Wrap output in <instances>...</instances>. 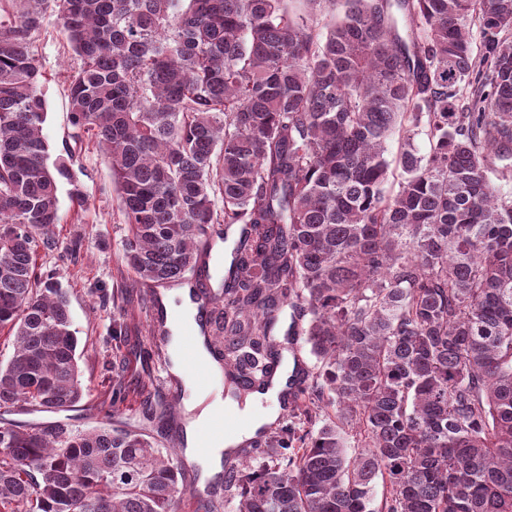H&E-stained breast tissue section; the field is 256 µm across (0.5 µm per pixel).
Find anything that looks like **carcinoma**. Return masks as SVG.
<instances>
[{
  "label": "carcinoma",
  "mask_w": 512,
  "mask_h": 512,
  "mask_svg": "<svg viewBox=\"0 0 512 512\" xmlns=\"http://www.w3.org/2000/svg\"><path fill=\"white\" fill-rule=\"evenodd\" d=\"M306 2L55 0L131 287L184 285L209 230L239 225L213 328L229 375L262 376L284 306L306 319L309 429L224 469L237 512H512V199L489 177L512 167V0H344L320 28L326 0ZM41 21L0 18V408L18 413L84 395L67 293L37 264L71 177L42 133ZM181 474L137 430L0 419V512H174Z\"/></svg>",
  "instance_id": "carcinoma-1"
}]
</instances>
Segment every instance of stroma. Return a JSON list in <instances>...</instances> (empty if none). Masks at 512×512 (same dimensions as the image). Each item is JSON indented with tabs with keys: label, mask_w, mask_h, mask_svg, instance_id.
<instances>
[{
	"label": "stroma",
	"mask_w": 512,
	"mask_h": 512,
	"mask_svg": "<svg viewBox=\"0 0 512 512\" xmlns=\"http://www.w3.org/2000/svg\"><path fill=\"white\" fill-rule=\"evenodd\" d=\"M30 42L43 74L42 91L48 104L43 133L50 153L55 157L71 153L72 180L80 181L86 191V203L79 210L70 198L71 180H60L58 185L55 237L59 248L81 238L78 264L60 262L57 251L41 259L68 292L86 394L73 410L24 414L20 420L33 426L55 421L75 429L99 425L101 411L110 406L115 385L121 381L128 397L114 413L113 425L145 430L159 446L173 447L177 423L145 420L144 411L170 409L177 422L185 423L196 418L199 410L187 401L173 406L170 400L173 383L163 371L167 350L149 318V291L130 287L131 275L122 261V217L111 172L97 145L76 139L69 121L68 77L82 61L69 46L50 0Z\"/></svg>",
	"instance_id": "35a3bbf8"
}]
</instances>
